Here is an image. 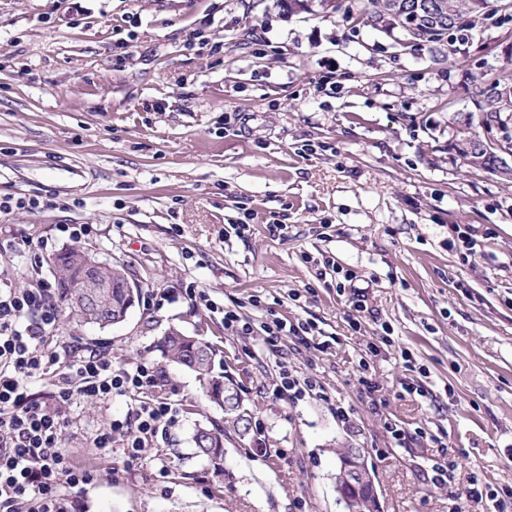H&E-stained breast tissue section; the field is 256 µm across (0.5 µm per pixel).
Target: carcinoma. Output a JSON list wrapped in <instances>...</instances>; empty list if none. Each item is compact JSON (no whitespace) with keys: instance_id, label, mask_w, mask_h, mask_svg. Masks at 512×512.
I'll list each match as a JSON object with an SVG mask.
<instances>
[{"instance_id":"obj_1","label":"carcinoma","mask_w":512,"mask_h":512,"mask_svg":"<svg viewBox=\"0 0 512 512\" xmlns=\"http://www.w3.org/2000/svg\"><path fill=\"white\" fill-rule=\"evenodd\" d=\"M367 5L361 10L370 25L388 32L399 25V19L392 11L393 0H366ZM491 8L483 13L470 14L467 20L453 27H438L429 18L422 19L413 37L438 46L458 32L466 31L474 23L497 11L498 0H487ZM492 87H486L481 104L482 122H487L498 115V101L490 94ZM461 156L469 159L470 165L480 168H498V159L493 154L480 153L476 143L468 139L458 148ZM86 250L80 247H65L56 256L54 269L59 289L60 300L69 310L68 316L77 323L104 329L112 321V310L122 307L128 301L127 289L121 287L122 266L114 265L112 270H103L99 279L106 284L104 288L84 287V270L80 263V254ZM158 351L170 363L195 374L203 387L205 396L215 405H220L224 396L230 400L222 406L224 421L212 428L198 426L192 434L193 454L206 457L221 469L224 459V436L234 433L245 436L249 431V419L246 409L242 407L232 380L224 372L215 370L216 350L209 343L181 332L164 333L157 341Z\"/></svg>"}]
</instances>
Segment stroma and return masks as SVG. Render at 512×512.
Here are the masks:
<instances>
[{
    "instance_id": "stroma-1",
    "label": "stroma",
    "mask_w": 512,
    "mask_h": 512,
    "mask_svg": "<svg viewBox=\"0 0 512 512\" xmlns=\"http://www.w3.org/2000/svg\"><path fill=\"white\" fill-rule=\"evenodd\" d=\"M502 2L436 50L281 0H0V199L39 201L0 214V235L33 246L0 252V277L53 281L48 260L70 244L57 225H94L81 247L123 264L141 300L121 324L63 320L58 333L158 366L181 409L138 464L113 442L81 512H343L338 445L366 449L384 512H491L470 490L512 486V178L466 165L452 119L476 112L490 79H512ZM273 219L285 234L269 233ZM454 224L476 255L449 245ZM328 260L355 272L344 292ZM234 301L250 335L224 327ZM271 310L312 322L314 339L266 343ZM172 326L216 348L251 410L219 474L191 434L223 413L157 350ZM372 343L370 395L358 379ZM283 366L323 398H274ZM135 404L78 400L68 451L92 456L96 430ZM442 457L457 468L437 488L424 474Z\"/></svg>"
}]
</instances>
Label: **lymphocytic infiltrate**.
<instances>
[{
  "label": "lymphocytic infiltrate",
  "mask_w": 512,
  "mask_h": 512,
  "mask_svg": "<svg viewBox=\"0 0 512 512\" xmlns=\"http://www.w3.org/2000/svg\"><path fill=\"white\" fill-rule=\"evenodd\" d=\"M60 316L52 284L21 290L0 281V512H78L80 495L101 479L98 461L75 458L63 446L77 398L139 397L133 421H108L94 437L107 457L113 437H125L132 462L180 414L157 367L114 365L106 345L75 338L52 343ZM48 374L54 377L50 394L32 393L33 384Z\"/></svg>",
  "instance_id": "f902f5d3"
}]
</instances>
